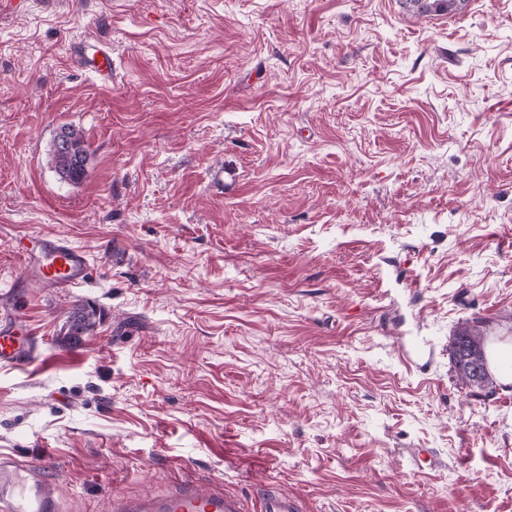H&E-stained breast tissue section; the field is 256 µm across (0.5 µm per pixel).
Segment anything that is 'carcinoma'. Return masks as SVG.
<instances>
[{
  "instance_id": "cac0c4a2",
  "label": "carcinoma",
  "mask_w": 512,
  "mask_h": 512,
  "mask_svg": "<svg viewBox=\"0 0 512 512\" xmlns=\"http://www.w3.org/2000/svg\"><path fill=\"white\" fill-rule=\"evenodd\" d=\"M406 8L421 14L431 11L444 13L448 11V0H403ZM60 131L66 133L71 148H62L58 140H53L51 164L61 177H68L71 182L80 181L86 169L79 162H88V151L83 132L72 126L65 125ZM96 310L90 306L73 308L68 317L70 335L78 336L91 331L95 326ZM484 320L481 318L467 319L463 322L451 341V356L454 367L461 382L490 397L495 393V381L486 366V354L483 350Z\"/></svg>"
}]
</instances>
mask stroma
Wrapping results in <instances>:
<instances>
[{
  "mask_svg": "<svg viewBox=\"0 0 512 512\" xmlns=\"http://www.w3.org/2000/svg\"><path fill=\"white\" fill-rule=\"evenodd\" d=\"M28 232L92 266L38 291L39 361L0 367V452L49 458L63 512L181 481L512 512V363L486 398L450 353L474 317L512 351V0H26L0 13V313ZM70 52L84 66L98 73L106 83L112 81V46L100 43L89 56L83 49L70 48ZM61 131L66 133L74 151L59 146V143H62L65 147L68 145L66 142L68 139L63 136L58 141ZM79 154L81 155L80 157H78ZM80 160H82V164H87L88 162V151L83 132L69 125L62 126L56 133L52 144L50 159L52 167L59 176H66L69 182L76 183L86 173V167L83 168L82 165H79ZM96 310L90 306H77L73 308L71 315L68 317L70 323L67 334L78 336L81 333L91 331L95 326Z\"/></svg>",
  "mask_w": 512,
  "mask_h": 512,
  "instance_id": "35a3bbf8",
  "label": "stroma"
}]
</instances>
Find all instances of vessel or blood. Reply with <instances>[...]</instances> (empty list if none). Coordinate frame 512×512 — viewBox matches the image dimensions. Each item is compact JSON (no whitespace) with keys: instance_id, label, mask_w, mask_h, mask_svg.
<instances>
[{"instance_id":"1","label":"vessel or blood","mask_w":512,"mask_h":512,"mask_svg":"<svg viewBox=\"0 0 512 512\" xmlns=\"http://www.w3.org/2000/svg\"><path fill=\"white\" fill-rule=\"evenodd\" d=\"M74 55L83 66L98 73L104 81L112 79V48L101 43L93 53L76 49ZM14 247L23 260L21 274L10 288L11 312L0 315V366L26 368L36 357L38 342L28 329L25 312L31 305L32 284H49L68 291L87 284L90 260L86 252L70 239L54 234L16 238ZM112 512H298L288 495L270 490L256 499L254 510L220 487L201 489L194 482L174 484L164 493L131 497L113 494ZM0 512H62L61 480L52 473L49 459L24 461L13 455H0Z\"/></svg>"}]
</instances>
